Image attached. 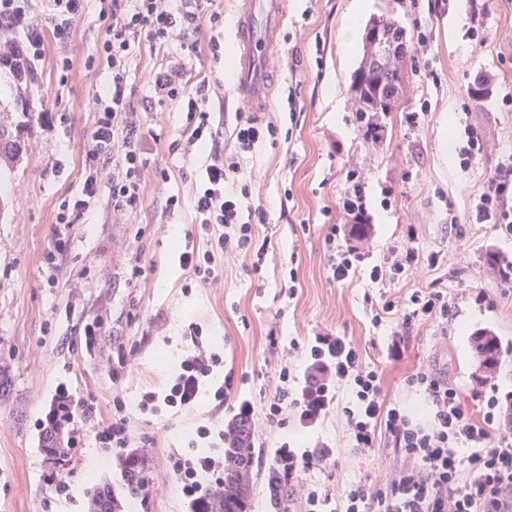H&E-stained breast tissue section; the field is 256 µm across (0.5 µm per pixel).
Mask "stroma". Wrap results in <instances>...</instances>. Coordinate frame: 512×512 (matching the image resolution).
I'll return each instance as SVG.
<instances>
[{"instance_id": "obj_1", "label": "stroma", "mask_w": 512, "mask_h": 512, "mask_svg": "<svg viewBox=\"0 0 512 512\" xmlns=\"http://www.w3.org/2000/svg\"><path fill=\"white\" fill-rule=\"evenodd\" d=\"M354 0H288V21L270 58L275 82L267 116L279 127L277 142H263L238 160L249 181L243 207L266 208L269 222L260 235L270 245L258 277L246 275L241 261L224 264L219 288L192 286V275L179 265L184 246L205 250L190 237L196 222L191 201L208 164L205 150L172 149L185 114L165 103L166 125L151 157L168 173V182L144 191L141 224H116L111 217L109 184H102L96 205L68 232L66 252L56 271L57 285L48 286L43 255L56 224L59 204L82 181L86 136L94 121V101L104 93L106 67L86 71L103 37L98 0H86L73 19L67 39L46 31L40 57L34 58L37 81L29 89L34 114L51 113L52 124L36 127L18 166L0 173V371L7 380L0 398V512H81L93 482L109 483L122 494L124 473L118 455L87 443L71 464L55 467L43 451L37 427L59 387L73 400L97 399L101 416L112 412L113 395H123L134 433L163 427L155 447L139 449L157 494L149 507L134 512H190L164 461L170 450L185 443L197 426H222L231 410L217 406L210 393L186 410L166 409L154 417L142 414V392H164L192 350L190 325L202 330L224 358L214 380L226 372L246 374L245 394L252 417L261 421L264 402L275 388L277 362L268 350L267 334L278 324L284 339H305L330 329L349 338L369 365L382 373L387 404L404 408L416 422L428 420V409L404 379L416 368L445 375L464 397L466 410L477 414L474 397L481 390L480 373L472 360L470 337L491 329L512 343V284L500 280L489 266L490 255L512 261V237L468 216L473 194L493 172L501 154L512 153V0H368L366 12L353 16ZM224 15V54L212 57L207 46L197 49L148 46L135 49L130 65L134 101L149 90L141 75L154 67H183L188 89L203 81L223 80L224 120L233 122L239 92L238 50L234 37L238 0H214ZM399 21L408 40L425 35L424 52H411L403 93L396 111L380 116L378 144L364 137L350 92L361 48L345 51L341 33L348 24L364 30L374 17ZM479 22L485 45L471 49L468 29ZM72 66L62 70V59ZM487 79V94L475 101L472 90ZM297 115H290V108ZM422 112L419 124L407 116ZM481 133L484 152L462 162L464 127ZM361 189L370 219V250L352 280H331L325 256L328 225L343 224L341 202ZM182 205L163 214L167 195ZM167 234L156 233L159 223ZM414 247L423 267L415 273L374 282L372 266H387L394 252ZM439 256L428 266L429 256ZM145 274L130 282L133 259ZM465 281L482 292V300H458L449 323L403 330L392 315H377L385 295L409 296L431 287L454 293ZM106 313L113 338L136 342L140 359L122 380L108 370L107 348L80 347L79 329ZM404 336L400 360L387 356L393 337ZM288 435L307 445L327 442L336 447L337 468L311 471L310 477L334 485L371 479L385 483L386 468L353 461L341 412H332L309 437L297 426ZM59 470L69 481L70 499L57 498L44 480Z\"/></svg>"}]
</instances>
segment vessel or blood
Returning <instances> with one entry per match:
<instances>
[{
	"label": "vessel or blood",
	"instance_id": "b4317fda",
	"mask_svg": "<svg viewBox=\"0 0 512 512\" xmlns=\"http://www.w3.org/2000/svg\"><path fill=\"white\" fill-rule=\"evenodd\" d=\"M235 21L238 48L237 86L251 98L257 111H264L272 80L265 65L277 46V36L287 15L286 0H240Z\"/></svg>",
	"mask_w": 512,
	"mask_h": 512
}]
</instances>
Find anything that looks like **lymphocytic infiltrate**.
Returning a JSON list of instances; mask_svg holds the SVG:
<instances>
[{
    "mask_svg": "<svg viewBox=\"0 0 512 512\" xmlns=\"http://www.w3.org/2000/svg\"><path fill=\"white\" fill-rule=\"evenodd\" d=\"M99 17L105 22V37L99 58L111 72L106 94L97 97V115L85 150L82 185L65 196L59 205L57 225L44 253L46 268L53 269L64 256L68 231L79 223L85 211L96 205L103 181H110L112 215L121 224L138 223L148 182L166 178L148 157L143 139L144 115L158 117L157 100L186 104L180 142L185 150L205 146L209 163L201 189L194 197L197 222L194 231L214 240V249L181 253V265L190 270L202 288L220 287L223 263L251 257L250 274L261 270L268 240L257 228L267 221V211L257 206L243 210L242 198L248 186L240 175L238 162L224 155L225 139H232L238 152L247 153L266 139L275 137L277 127L251 111L246 99H239L232 130L214 118L215 101L208 84H200L194 97H187L182 74L157 68L147 74L154 94L134 105L128 83L131 58L136 46L179 44L195 47L199 38H208L212 50H219L218 32L224 21L219 12H206L209 0H99ZM118 172H110L111 161ZM475 220L493 224L512 234V154L503 155L475 197ZM367 229L356 223L330 225L325 236L328 271L332 280L351 279L364 257L358 246ZM355 239L353 247L339 248L338 239ZM455 299L447 293L416 289L405 300H383L382 313L399 316L402 328L428 322H443L454 316ZM269 348L280 362L278 383L265 405L262 427L280 431L290 417L301 426H312L337 407L342 384L353 388L351 405L341 408L345 431L354 453L365 460H378L379 436H387L391 447L393 473L385 486L365 481L329 488L308 481L316 469L338 465L336 451L323 444L315 448H294L286 438L273 443L270 456L281 469L294 501L301 512H512V436L500 432L497 421L500 399L497 387L481 392L480 416H471L461 395L444 376L429 369L410 373L405 383L419 391L430 409L428 423L413 420L404 409L386 407L381 375L362 358L359 349L346 337L326 330L306 341L280 340L276 331L268 333ZM193 349L182 360L180 370L164 395L143 393L141 411L158 414L162 408L191 407L204 383L221 362L220 355L200 337H193ZM75 405L65 388H58L44 426L59 430L66 446L82 448L87 438L116 453L128 448H150L155 435L133 434L122 396L112 399V417L98 422L94 401H83L82 419H75ZM468 456H461V449ZM166 467L182 497L194 503L224 480V459L194 451L172 452Z\"/></svg>",
    "mask_w": 512,
    "mask_h": 512,
    "instance_id": "1",
    "label": "lymphocytic infiltrate"
}]
</instances>
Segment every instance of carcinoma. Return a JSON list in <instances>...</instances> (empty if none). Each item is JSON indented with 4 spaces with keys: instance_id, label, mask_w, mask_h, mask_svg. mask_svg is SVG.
<instances>
[{
    "instance_id": "obj_1",
    "label": "carcinoma",
    "mask_w": 512,
    "mask_h": 512,
    "mask_svg": "<svg viewBox=\"0 0 512 512\" xmlns=\"http://www.w3.org/2000/svg\"><path fill=\"white\" fill-rule=\"evenodd\" d=\"M381 38L404 40L399 23L379 16L370 21ZM409 48L401 52L379 53L369 35L363 37V54L353 75L350 91L358 112H392L402 92L404 64ZM0 74L9 79V97L0 92V170L14 167L26 154V139L31 133L30 99L27 86L35 81V72L23 48L16 40L0 39ZM472 355L477 366L492 377L500 370L507 347L501 337L480 330L471 338ZM229 438L224 447V482L214 495L207 496L194 512H249L253 487L249 472L253 464L252 425L243 413L228 422ZM125 498L139 500L148 480L142 460L133 455L125 461ZM268 505L272 512H288V486L283 472L271 468L265 475ZM99 512H123L124 501L116 498L107 484L94 490Z\"/></svg>"
}]
</instances>
